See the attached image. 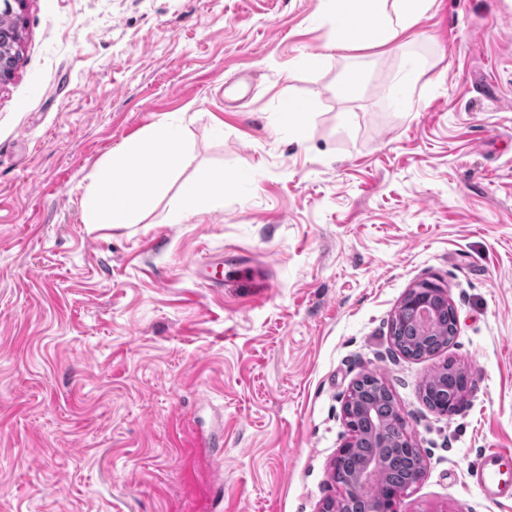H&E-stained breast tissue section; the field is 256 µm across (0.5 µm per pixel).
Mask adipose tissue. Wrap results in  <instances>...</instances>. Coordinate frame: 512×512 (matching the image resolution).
Masks as SVG:
<instances>
[{
  "label": "adipose tissue",
  "mask_w": 512,
  "mask_h": 512,
  "mask_svg": "<svg viewBox=\"0 0 512 512\" xmlns=\"http://www.w3.org/2000/svg\"><path fill=\"white\" fill-rule=\"evenodd\" d=\"M434 0H325L335 27V38L324 47L325 58L336 50L352 46L354 32L351 16L367 14L373 23V36L388 42L398 32L418 24L431 9ZM189 153L182 125L164 122L149 135L114 148L111 156L95 175L82 211V221L89 226L99 224H133L161 188L156 179L143 178L139 187H130L133 176L143 169L174 172L187 165ZM212 175L196 170L175 197L171 210L172 223L209 211L213 205Z\"/></svg>",
  "instance_id": "ef3b65f1"
}]
</instances>
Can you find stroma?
I'll list each match as a JSON object with an SVG mask.
<instances>
[{
  "label": "stroma",
  "instance_id": "35a3bbf8",
  "mask_svg": "<svg viewBox=\"0 0 512 512\" xmlns=\"http://www.w3.org/2000/svg\"><path fill=\"white\" fill-rule=\"evenodd\" d=\"M22 24L0 85V512H317L366 373L425 464L396 512H512L472 476L491 453L512 476V0H434L326 63L322 0H27ZM167 120L223 180L213 210L171 223L180 173L138 223L83 224L113 148ZM424 281L457 334L414 360L390 323ZM449 362L475 386L442 414L420 389ZM378 380L381 383L382 380L379 379L377 376L367 373L356 379L350 386L349 391L345 397V401L343 403L342 411H343V417L346 422V426L348 428V436L343 442V444L338 448L336 452V456L334 457L332 461V468L334 469L337 464H339L344 458L348 457L351 453L355 451V442L357 441L356 434L352 432V426L350 425L351 421V414L353 411V406L351 405V396L355 392L356 387L359 385V383L364 380Z\"/></svg>",
  "mask_w": 512,
  "mask_h": 512
}]
</instances>
